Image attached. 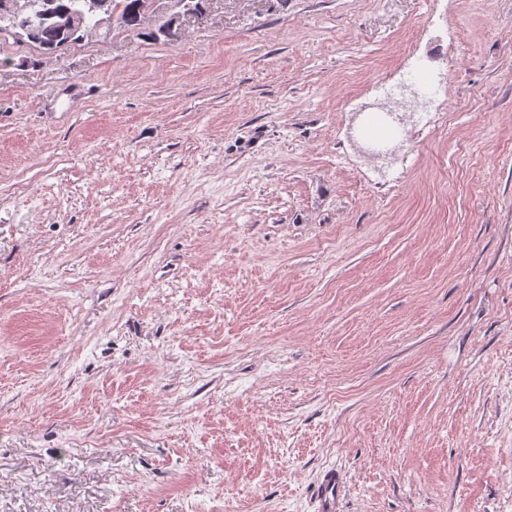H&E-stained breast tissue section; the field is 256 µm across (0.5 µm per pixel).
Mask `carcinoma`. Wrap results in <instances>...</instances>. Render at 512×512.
Instances as JSON below:
<instances>
[{
  "label": "carcinoma",
  "instance_id": "obj_1",
  "mask_svg": "<svg viewBox=\"0 0 512 512\" xmlns=\"http://www.w3.org/2000/svg\"><path fill=\"white\" fill-rule=\"evenodd\" d=\"M0 0V29L18 39H25L43 54H54L74 42L80 35L66 29L59 19L82 13L91 21L98 13L118 12L122 27L137 32L141 29L138 4L140 0H29V8L18 13L3 14Z\"/></svg>",
  "mask_w": 512,
  "mask_h": 512
}]
</instances>
